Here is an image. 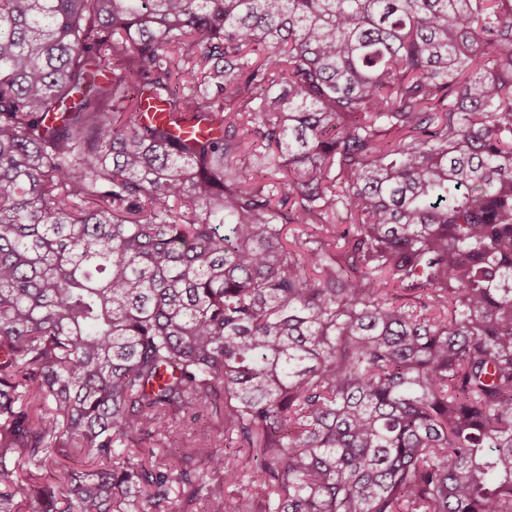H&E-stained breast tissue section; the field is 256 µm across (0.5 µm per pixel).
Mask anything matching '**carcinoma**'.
<instances>
[{
  "mask_svg": "<svg viewBox=\"0 0 512 512\" xmlns=\"http://www.w3.org/2000/svg\"><path fill=\"white\" fill-rule=\"evenodd\" d=\"M201 503L512 512V0H0V512ZM182 434V442H189L202 437L203 433L207 434L210 443L218 452H224V428L222 429L216 423L212 425L207 420L194 421L191 414L180 417L176 424Z\"/></svg>",
  "mask_w": 512,
  "mask_h": 512,
  "instance_id": "carcinoma-1",
  "label": "carcinoma"
}]
</instances>
